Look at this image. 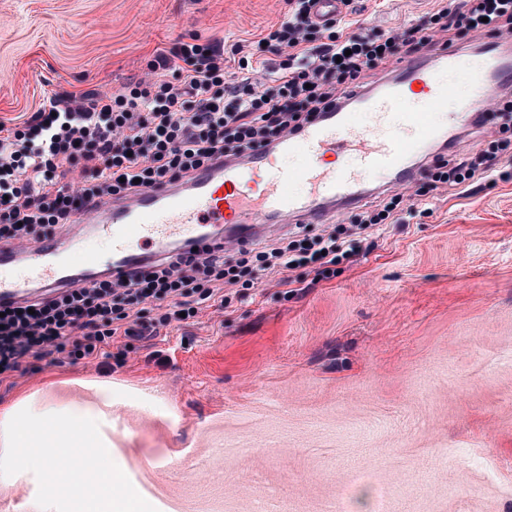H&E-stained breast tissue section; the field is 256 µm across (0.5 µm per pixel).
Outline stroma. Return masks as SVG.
<instances>
[{"mask_svg":"<svg viewBox=\"0 0 512 512\" xmlns=\"http://www.w3.org/2000/svg\"><path fill=\"white\" fill-rule=\"evenodd\" d=\"M440 0H351L348 22L386 32ZM293 0H0V124L56 91L105 95L157 51L198 39L260 45ZM470 191L431 189L427 165L395 189L396 221L351 235L330 278L242 268L224 308L107 363L56 353L0 381V408L34 390L112 381V462L169 512H512V156Z\"/></svg>","mask_w":512,"mask_h":512,"instance_id":"1","label":"stroma"}]
</instances>
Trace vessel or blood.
I'll return each instance as SVG.
<instances>
[{
    "instance_id": "vessel-or-blood-1",
    "label": "vessel or blood",
    "mask_w": 512,
    "mask_h": 512,
    "mask_svg": "<svg viewBox=\"0 0 512 512\" xmlns=\"http://www.w3.org/2000/svg\"><path fill=\"white\" fill-rule=\"evenodd\" d=\"M479 55L475 64L448 48L433 62L406 63L378 89L270 146L218 158L190 181L80 211L75 221L109 242L113 268L130 272L171 248L191 251L200 229L223 228L226 242L240 245L286 218L334 217L363 201L364 181L381 189L410 181L415 159L434 143L450 144L483 112L489 81L512 82V53L488 44ZM408 101L414 110L402 111ZM364 115L371 126L361 125ZM71 243L66 236L20 252L0 247V303L28 298L37 285L64 287L78 269L96 273L99 255Z\"/></svg>"
}]
</instances>
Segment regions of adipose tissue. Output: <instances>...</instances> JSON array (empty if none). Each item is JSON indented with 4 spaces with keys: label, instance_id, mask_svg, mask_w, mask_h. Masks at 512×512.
Segmentation results:
<instances>
[{
    "label": "adipose tissue",
    "instance_id": "ef3b65f1",
    "mask_svg": "<svg viewBox=\"0 0 512 512\" xmlns=\"http://www.w3.org/2000/svg\"><path fill=\"white\" fill-rule=\"evenodd\" d=\"M65 402L30 395L0 411V482L24 476L41 486L35 512H146L138 488L112 467V382H82ZM82 480L60 483L61 462Z\"/></svg>",
    "mask_w": 512,
    "mask_h": 512
}]
</instances>
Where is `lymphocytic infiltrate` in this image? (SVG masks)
<instances>
[{"instance_id":"obj_1","label":"lymphocytic infiltrate","mask_w":512,"mask_h":512,"mask_svg":"<svg viewBox=\"0 0 512 512\" xmlns=\"http://www.w3.org/2000/svg\"><path fill=\"white\" fill-rule=\"evenodd\" d=\"M318 22L312 0H296L293 18L267 29L264 42L284 54L271 84L257 88L252 57L238 56L237 73L224 69V44L184 42L157 52L146 77L114 94L87 97L57 92L24 122L0 134V244L21 248L52 237L77 212L128 198L161 183L192 177L219 154H239L294 133L318 113L339 107L350 89L367 88L368 74L397 54L430 44L431 30L512 34V0H458L428 22L372 35L335 33ZM325 41H316V34ZM177 73L170 81L169 73ZM507 141L475 157H435L434 184L469 186L494 176ZM78 173L82 185L64 178ZM335 234L294 240L261 252L254 271L316 266L328 276L339 259ZM238 278L223 247L200 256L156 262L133 274L76 279L56 296L0 304V381L25 372L28 359L64 349L75 358L112 356L114 344L136 335L140 304L166 303L155 326L197 316L199 303L226 304Z\"/></svg>"}]
</instances>
